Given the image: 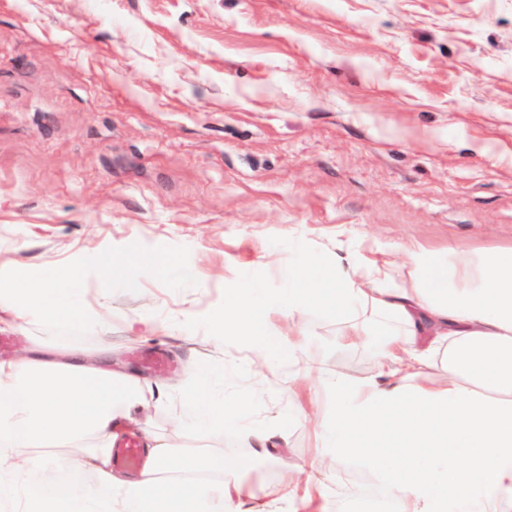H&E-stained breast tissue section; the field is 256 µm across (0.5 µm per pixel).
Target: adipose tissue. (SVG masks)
Wrapping results in <instances>:
<instances>
[{
	"label": "adipose tissue",
	"instance_id": "ef3b65f1",
	"mask_svg": "<svg viewBox=\"0 0 512 512\" xmlns=\"http://www.w3.org/2000/svg\"><path fill=\"white\" fill-rule=\"evenodd\" d=\"M288 238L294 247L276 260L278 287L240 279L212 329L251 349L255 382L289 365L284 414L309 426L308 462L290 464L274 444L277 425L245 420V398L207 385L201 370L182 390L175 423L212 448L192 452L146 428L142 469L116 471L113 441L146 405L141 380L113 368L109 345L91 356L40 344L0 364V512H259L254 487L225 469L216 447L231 423L281 470L275 493L292 512H347L326 500L329 481L350 461L373 471L387 512H512V246L432 249L364 235L329 255L310 248L300 225L289 226ZM136 259L196 276L193 265L132 242L119 255L0 278V319L84 323L92 315L83 281L118 283ZM308 311L335 318L340 346L369 352L368 375L309 384L315 358L300 321ZM92 317L109 333L110 309ZM67 469L91 472L94 484L53 492L47 477Z\"/></svg>",
	"mask_w": 512,
	"mask_h": 512
}]
</instances>
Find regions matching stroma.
<instances>
[{
    "label": "stroma",
    "mask_w": 512,
    "mask_h": 512,
    "mask_svg": "<svg viewBox=\"0 0 512 512\" xmlns=\"http://www.w3.org/2000/svg\"><path fill=\"white\" fill-rule=\"evenodd\" d=\"M336 247V229L439 248L512 244V0H0V272L32 274L135 240L181 250L192 282L129 267L87 281L112 306V361L175 380L151 424L176 427L179 383L214 370L249 385V350L214 345L212 313L255 245L288 227ZM162 325L136 336L130 324ZM318 377L363 375L335 320L309 313ZM94 350L96 326H0V362L33 340ZM165 352V366L146 354ZM224 458L273 491L279 473L226 429ZM373 474L331 486L373 512Z\"/></svg>",
    "instance_id": "stroma-1"
}]
</instances>
